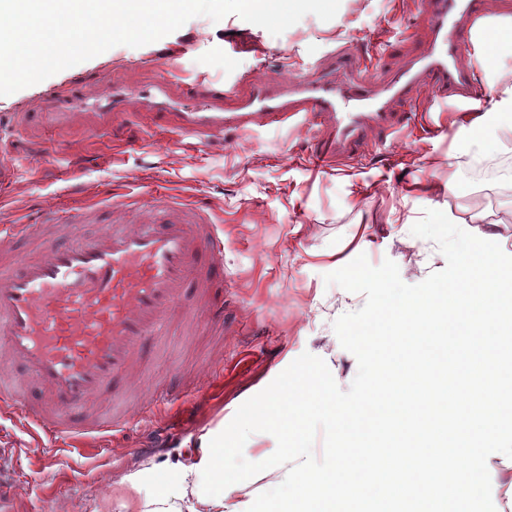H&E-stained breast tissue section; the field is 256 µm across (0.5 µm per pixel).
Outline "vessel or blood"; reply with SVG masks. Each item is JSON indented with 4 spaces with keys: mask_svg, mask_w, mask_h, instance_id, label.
I'll return each instance as SVG.
<instances>
[{
    "mask_svg": "<svg viewBox=\"0 0 512 512\" xmlns=\"http://www.w3.org/2000/svg\"><path fill=\"white\" fill-rule=\"evenodd\" d=\"M487 0H424L419 51L410 65L373 76V60L344 49L330 66L310 69L271 83L255 77L246 92L196 83L200 108L176 127L204 144L225 132L247 135L259 127L293 123L312 130L315 166L346 162L367 146L405 131L409 106L426 98L424 121L447 124L432 111L437 99L472 97L465 63L467 26L486 12ZM171 80L113 88L100 103L105 119L130 118L148 108L164 122L172 102ZM401 111H394V104ZM112 220L87 237L98 207L68 202L41 210L33 219L0 226V412L81 450L124 439L141 421H157L173 401L143 397L125 414L91 418L90 403L122 395L136 376L147 340H161L185 321H224L214 292L231 287L224 276V218L212 210L160 193L155 203L128 196L108 203ZM20 371L47 402L32 403L5 382Z\"/></svg>",
    "mask_w": 512,
    "mask_h": 512,
    "instance_id": "b4317fda",
    "label": "vessel or blood"
}]
</instances>
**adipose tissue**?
Listing matches in <instances>:
<instances>
[{"mask_svg":"<svg viewBox=\"0 0 512 512\" xmlns=\"http://www.w3.org/2000/svg\"><path fill=\"white\" fill-rule=\"evenodd\" d=\"M499 35L503 49L512 48V14L493 11L480 18L470 33V61L479 70L482 83L489 94L484 103L474 108L460 109L452 125L456 138L468 142L471 160L483 159L485 147L472 140V131L490 135L496 151L512 150V123H503V116H512V80L501 72L490 70V35ZM224 442L223 427L207 430L200 438L201 453L182 467V487L174 496H162L145 501L142 512H253L250 503L231 501L224 492L201 493L198 479L206 473L220 470L219 447Z\"/></svg>","mask_w":512,"mask_h":512,"instance_id":"1","label":"adipose tissue"}]
</instances>
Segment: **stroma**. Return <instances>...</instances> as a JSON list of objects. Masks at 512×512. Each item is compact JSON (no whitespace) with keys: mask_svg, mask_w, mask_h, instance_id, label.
Segmentation results:
<instances>
[{"mask_svg":"<svg viewBox=\"0 0 512 512\" xmlns=\"http://www.w3.org/2000/svg\"><path fill=\"white\" fill-rule=\"evenodd\" d=\"M422 0H341L334 19L312 14L281 35L231 14L215 22L188 20L160 40L118 45L36 85L0 96V161L11 169L0 199V225L16 224L53 202L100 203L114 193L151 202L155 191L180 196L224 216V274L235 286L220 331L193 323L144 355V383L180 393L202 366L224 369L222 388L186 402L171 435L138 428L109 455L70 451L18 418L0 415V468L22 491L7 497L8 512H138L145 499L175 488L181 466L196 453L195 439L266 388L303 353L325 361L348 389L358 369L333 323L362 308L365 297L327 284L325 277L358 255L377 266L392 260L403 282L417 284L443 270L437 245L413 236L426 210L447 216L489 206L490 221L473 234L512 252V192L500 179L471 180L467 157L455 152L453 131L429 129L372 149L350 165L327 169L309 162L307 132L283 125L250 135L228 134L201 147L148 117L91 133L97 113L78 109L56 116L57 131L30 123L28 113L82 84L90 100L113 87L135 86L177 63L178 86L205 76L233 84L247 76L289 78L314 63L329 64L344 47L398 43L394 62L410 58ZM140 473L139 484L129 474Z\"/></svg>","mask_w":512,"mask_h":512,"instance_id":"stroma-1","label":"stroma"}]
</instances>
